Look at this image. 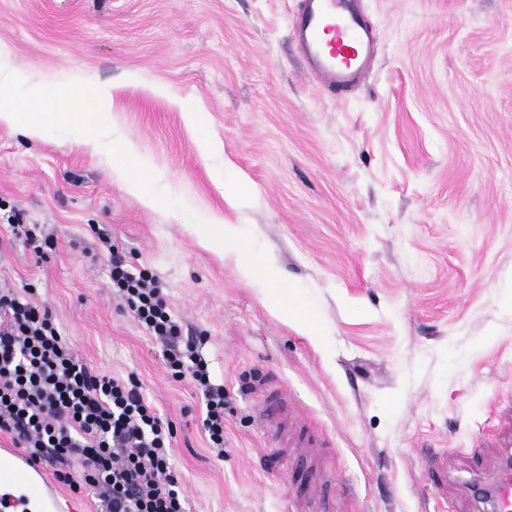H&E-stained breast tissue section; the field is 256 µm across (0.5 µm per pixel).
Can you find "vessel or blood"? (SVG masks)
Returning <instances> with one entry per match:
<instances>
[{"label":"vessel or blood","mask_w":512,"mask_h":512,"mask_svg":"<svg viewBox=\"0 0 512 512\" xmlns=\"http://www.w3.org/2000/svg\"><path fill=\"white\" fill-rule=\"evenodd\" d=\"M291 36L302 55L315 87L332 94L366 83L375 68V35L366 25L356 0H300L291 23ZM254 417L265 435H273L280 422L288 424V445L316 455L323 446L319 433L307 429V419L294 399L272 405L259 400ZM484 479L465 489L483 512H512V459L478 455ZM0 480L12 489L0 493V512H80L64 503L46 469L21 448L0 443Z\"/></svg>","instance_id":"1"}]
</instances>
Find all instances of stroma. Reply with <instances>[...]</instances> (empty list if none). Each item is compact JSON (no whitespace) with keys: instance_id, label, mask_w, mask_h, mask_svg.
Segmentation results:
<instances>
[{"instance_id":"35a3bbf8","label":"stroma","mask_w":512,"mask_h":512,"mask_svg":"<svg viewBox=\"0 0 512 512\" xmlns=\"http://www.w3.org/2000/svg\"><path fill=\"white\" fill-rule=\"evenodd\" d=\"M297 2L0 0V204L56 239L40 262L0 225V275L176 423L188 512H288L292 451L252 418L260 378L326 433L316 465L353 512H472L471 448L512 446V0H362L375 72L336 96L296 52ZM41 89L78 92L84 127L61 101L25 135ZM101 232L158 277L183 334L207 331L223 459L195 388L113 297ZM429 448L456 451L447 490Z\"/></svg>"}]
</instances>
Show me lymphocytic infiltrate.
Returning <instances> with one entry per match:
<instances>
[{"instance_id":"f902f5d3","label":"lymphocytic infiltrate","mask_w":512,"mask_h":512,"mask_svg":"<svg viewBox=\"0 0 512 512\" xmlns=\"http://www.w3.org/2000/svg\"><path fill=\"white\" fill-rule=\"evenodd\" d=\"M13 241L43 260L52 234L25 212L0 214ZM109 283L138 325L163 345L177 382L190 380L204 404L202 427L211 448L224 449V387L213 383L202 354L206 332L183 335L155 275L126 260L102 238ZM33 284L0 278V434L34 462L56 463L54 478L76 494L93 489L106 512H186L182 477L173 463L177 428L143 394L135 375L116 378L90 367L63 338L48 306L33 302ZM80 460L74 471L72 460Z\"/></svg>"}]
</instances>
